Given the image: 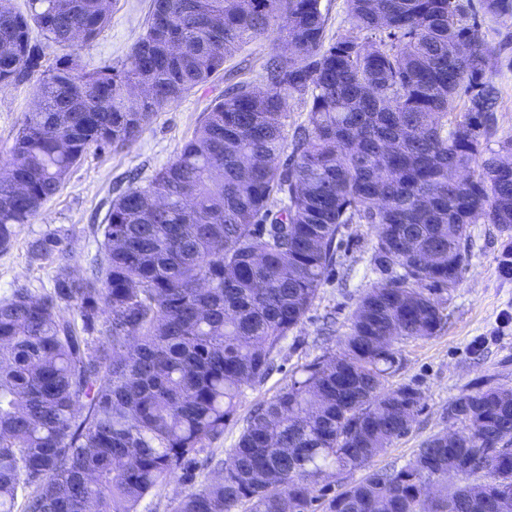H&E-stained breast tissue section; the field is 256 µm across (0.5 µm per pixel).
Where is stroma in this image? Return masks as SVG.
<instances>
[{"label": "stroma", "mask_w": 512, "mask_h": 512, "mask_svg": "<svg viewBox=\"0 0 512 512\" xmlns=\"http://www.w3.org/2000/svg\"><path fill=\"white\" fill-rule=\"evenodd\" d=\"M149 7L150 0H112L109 26L96 41L76 49L81 64L90 69L120 64L143 34ZM477 22L484 38L496 47L483 79L498 90L495 137L501 140L512 136V16L481 14ZM271 48L267 36L245 45L226 62L223 73L157 112L132 145L118 150L90 149L71 169L60 191L30 223L18 225L10 247L0 250V298L16 288L39 295L51 287L60 263L58 255L38 259L30 251L32 241L49 234L63 238L73 274L88 276V259L99 238L97 227L112 199L128 186L147 184L156 170L173 160L204 112L223 98L228 84L258 82L261 64ZM33 106L32 84L0 87V159L8 158L14 137ZM503 241L496 225H472L462 281L454 291L440 296L447 318L443 330L426 339L397 341L400 366L387 384L418 388L424 406L409 432L375 457L369 470L389 471L412 461L424 441L453 426L448 405L463 393L486 381L512 389V280L500 277L496 263ZM373 245L370 225L341 226L335 265L313 305L281 342L266 378L244 386L235 420L221 437L206 442L197 456L195 479L162 485L142 500L139 512H173L185 495L215 479L207 459H229L251 412L287 385L294 372L338 352L357 303L381 280L373 269Z\"/></svg>", "instance_id": "obj_1"}]
</instances>
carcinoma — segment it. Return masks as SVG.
I'll list each match as a JSON object with an SVG mask.
<instances>
[{
	"label": "carcinoma",
	"instance_id": "carcinoma-1",
	"mask_svg": "<svg viewBox=\"0 0 512 512\" xmlns=\"http://www.w3.org/2000/svg\"><path fill=\"white\" fill-rule=\"evenodd\" d=\"M346 2L350 29L328 42L321 0H151L121 66L86 71L46 49L97 38L111 0H27L24 13L0 0V85L37 78L0 165L1 250L91 147L129 146L276 33L263 87L229 85L171 162L111 202L92 277L65 263L51 291L0 299V512H138L191 478L312 306L340 227L365 223L375 269L401 273L365 293L339 353L258 408L222 476L174 509L312 512L323 470L368 466L422 408L418 389L385 386L398 364L386 337L443 329L436 294L460 285L471 225L505 234L496 262L512 280V136L489 146L498 92L482 82L495 48L461 0ZM479 5L512 15V0ZM291 99L307 118L290 134ZM31 248L66 256L55 234ZM448 414L454 440L433 435L323 512H512V390L487 382Z\"/></svg>",
	"mask_w": 512,
	"mask_h": 512
}]
</instances>
